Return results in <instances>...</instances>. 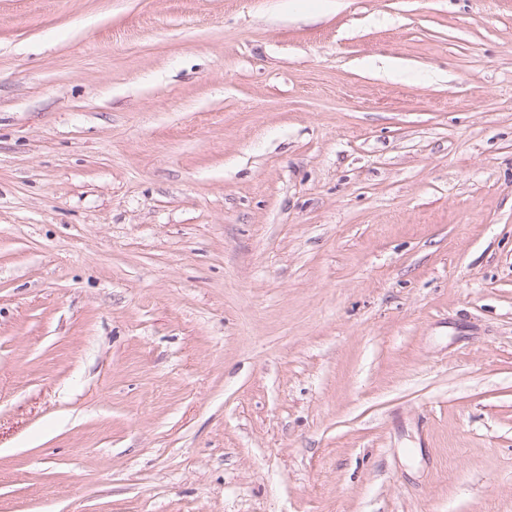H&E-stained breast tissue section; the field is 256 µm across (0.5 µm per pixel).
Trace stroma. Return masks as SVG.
Returning a JSON list of instances; mask_svg holds the SVG:
<instances>
[{
	"label": "stroma",
	"mask_w": 512,
	"mask_h": 512,
	"mask_svg": "<svg viewBox=\"0 0 512 512\" xmlns=\"http://www.w3.org/2000/svg\"><path fill=\"white\" fill-rule=\"evenodd\" d=\"M0 512H512V0H0Z\"/></svg>",
	"instance_id": "35a3bbf8"
}]
</instances>
